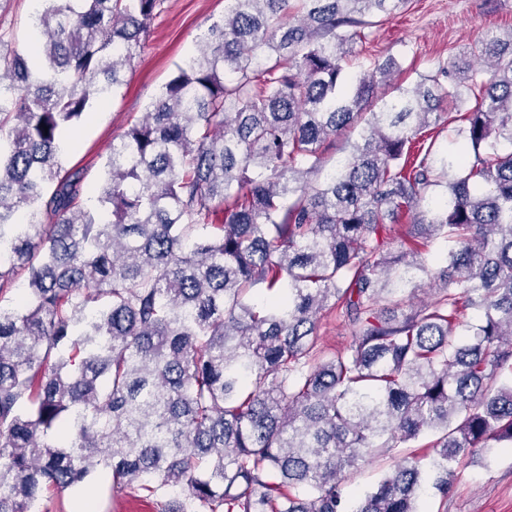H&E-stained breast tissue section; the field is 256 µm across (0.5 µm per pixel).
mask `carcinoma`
<instances>
[{"instance_id":"carcinoma-1","label":"carcinoma","mask_w":512,"mask_h":512,"mask_svg":"<svg viewBox=\"0 0 512 512\" xmlns=\"http://www.w3.org/2000/svg\"><path fill=\"white\" fill-rule=\"evenodd\" d=\"M405 3L227 0L87 200L63 136L164 0H40L29 53L0 50V512L100 472L157 512H419L512 446V29L378 98L397 63L349 45ZM469 94L454 153L412 152ZM403 212L435 270L388 247ZM319 335L325 344L342 348L352 343L354 333L346 322L336 317V313L325 311L320 315ZM393 466V460L388 457L373 458L359 462L358 468L354 470L346 480V491L353 495H359L371 486Z\"/></svg>"}]
</instances>
